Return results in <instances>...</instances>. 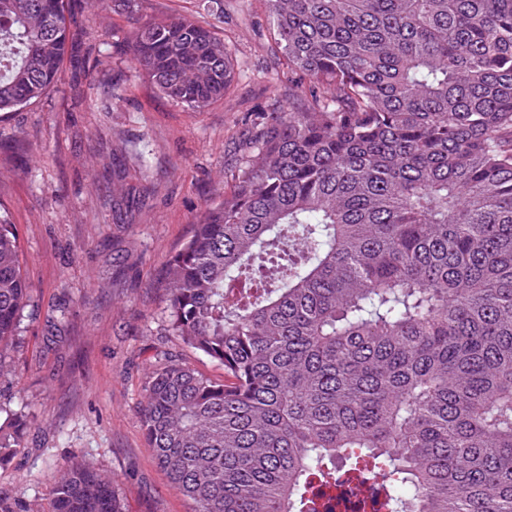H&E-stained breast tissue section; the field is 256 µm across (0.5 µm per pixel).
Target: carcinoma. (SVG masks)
Wrapping results in <instances>:
<instances>
[{
	"label": "carcinoma",
	"instance_id": "cac0c4a2",
	"mask_svg": "<svg viewBox=\"0 0 512 512\" xmlns=\"http://www.w3.org/2000/svg\"><path fill=\"white\" fill-rule=\"evenodd\" d=\"M125 52L161 95L231 87L205 19L145 13ZM288 110L165 261L169 327L224 381L169 360L144 386L157 466L194 512H327L312 490L359 452L382 512H512V0H263ZM81 0H0V112L96 62ZM31 285L0 214V358ZM27 420L0 421V465ZM47 512H123L69 464ZM26 492L0 512H33Z\"/></svg>",
	"mask_w": 512,
	"mask_h": 512
}]
</instances>
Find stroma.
Here are the masks:
<instances>
[{"mask_svg":"<svg viewBox=\"0 0 512 512\" xmlns=\"http://www.w3.org/2000/svg\"><path fill=\"white\" fill-rule=\"evenodd\" d=\"M101 63L63 71L49 99L0 112V214L15 224L32 285L0 407L21 413L25 447L0 489L47 498L78 460L112 477L125 512H191L147 448L144 385L177 359L224 368L168 330L156 281L206 205L224 197L255 109L288 105L263 0H224L220 32L236 78L223 100L188 109L139 77L127 18L86 0Z\"/></svg>","mask_w":512,"mask_h":512,"instance_id":"stroma-1","label":"stroma"}]
</instances>
